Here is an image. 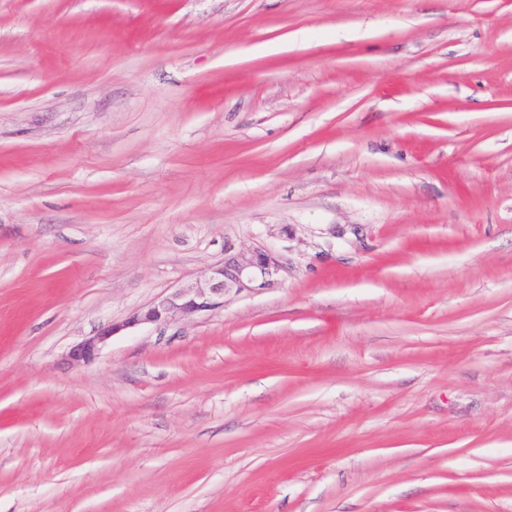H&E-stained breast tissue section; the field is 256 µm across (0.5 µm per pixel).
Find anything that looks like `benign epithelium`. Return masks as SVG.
Wrapping results in <instances>:
<instances>
[{"label":"benign epithelium","instance_id":"1","mask_svg":"<svg viewBox=\"0 0 512 512\" xmlns=\"http://www.w3.org/2000/svg\"><path fill=\"white\" fill-rule=\"evenodd\" d=\"M285 270L281 257L268 250L240 253L211 266L198 280L175 289L121 323L83 339L69 352L76 363L93 361L116 333L142 324H162L224 305L229 288H268Z\"/></svg>","mask_w":512,"mask_h":512}]
</instances>
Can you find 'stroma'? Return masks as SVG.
<instances>
[{
	"mask_svg": "<svg viewBox=\"0 0 512 512\" xmlns=\"http://www.w3.org/2000/svg\"><path fill=\"white\" fill-rule=\"evenodd\" d=\"M0 512H512V0H0ZM285 270L281 257L270 250L240 253L211 266L194 282L176 288L121 323H112L86 337L69 352L76 363L93 361L119 331L142 324H162L224 305L229 288H269Z\"/></svg>",
	"mask_w": 512,
	"mask_h": 512,
	"instance_id": "1",
	"label": "stroma"
}]
</instances>
